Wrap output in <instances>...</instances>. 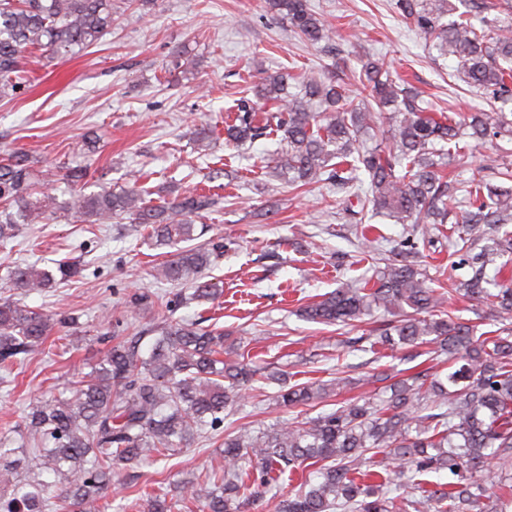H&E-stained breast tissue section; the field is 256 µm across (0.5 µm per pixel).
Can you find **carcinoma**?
Here are the masks:
<instances>
[{
    "instance_id": "obj_1",
    "label": "carcinoma",
    "mask_w": 512,
    "mask_h": 512,
    "mask_svg": "<svg viewBox=\"0 0 512 512\" xmlns=\"http://www.w3.org/2000/svg\"><path fill=\"white\" fill-rule=\"evenodd\" d=\"M271 11L312 46L332 40L333 31L311 12L307 0H268ZM403 21L428 40L432 60L452 57L457 77L489 100L512 103V15L492 0H397ZM112 24V0H0V98L19 89L23 52L50 57L77 54L94 45ZM226 125L228 143L239 148L259 137L278 135L273 176L298 187L326 182L345 192L342 203L355 224L363 209L423 236L449 221L447 200L459 191L444 174L442 159L471 150L490 136H512V124L496 111L469 120L436 119L416 93L399 87L384 61L362 64L359 81L369 98L357 101L339 79L295 77L259 70ZM394 123L389 141L359 151L362 133ZM495 178L467 192L462 222L475 237L463 246L472 276L454 291L473 299L497 287L496 318H512V279L497 258L512 253V236L499 225L512 223V165L494 168ZM356 197L361 210L348 202ZM218 204L207 194L175 197L154 205L137 181L120 192L81 191L59 201L39 185L32 160L22 151L0 162V239L22 224L49 215L77 217L84 224L127 219L147 232L155 248H173V259L156 277L187 285L178 303L202 302L222 293L204 279L220 247H179L194 239L193 217ZM414 247L391 250L370 287L344 285L300 309L313 323L354 326L374 310L395 316L378 328L377 339L392 351L433 343L448 355V372H414L385 386L390 395L374 401L347 400L306 421L282 420L258 431L242 428L224 438V469L197 488L180 482L179 493L200 512H240L257 503L277 478L315 466L295 492L281 497L276 512H512V495L491 491L482 472L494 462L512 469V337L477 336L475 326L443 311L445 294L428 285ZM494 267L488 275L487 267ZM74 261L54 268L17 267L8 273L20 294L41 293L56 279L80 276ZM58 320L18 302L0 303V363H15L40 349ZM143 336L124 338L68 388L67 396L32 403L24 420L25 448L0 447V512H105L112 471L122 464L188 448L194 438L224 422V412L243 400L242 390L266 379L265 367L235 357L229 334L197 323L165 319ZM335 383L294 384L273 398L292 409L314 406L339 395ZM53 475L46 482L41 473ZM448 474V482L422 476ZM407 486L418 499L397 495Z\"/></svg>"
}]
</instances>
